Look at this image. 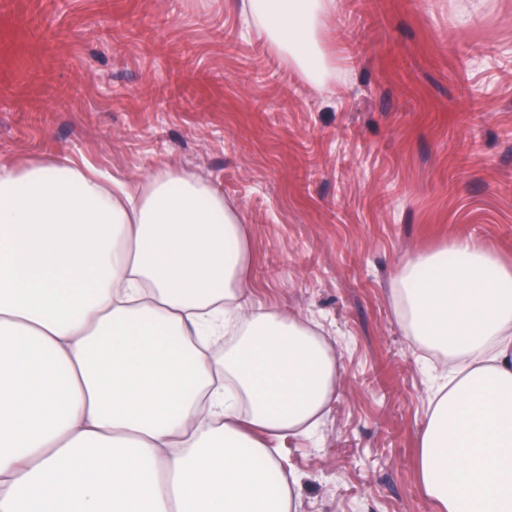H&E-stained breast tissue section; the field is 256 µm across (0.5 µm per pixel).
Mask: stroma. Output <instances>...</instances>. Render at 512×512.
<instances>
[{
	"label": "stroma",
	"mask_w": 512,
	"mask_h": 512,
	"mask_svg": "<svg viewBox=\"0 0 512 512\" xmlns=\"http://www.w3.org/2000/svg\"><path fill=\"white\" fill-rule=\"evenodd\" d=\"M323 43L313 85L229 0H0V161L132 184L162 162L222 193L256 297L342 366L314 438L277 450L298 512H435L432 393L388 290L457 238L512 259V0H336Z\"/></svg>",
	"instance_id": "1"
}]
</instances>
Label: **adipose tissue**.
Wrapping results in <instances>:
<instances>
[{
  "label": "adipose tissue",
  "mask_w": 512,
  "mask_h": 512,
  "mask_svg": "<svg viewBox=\"0 0 512 512\" xmlns=\"http://www.w3.org/2000/svg\"><path fill=\"white\" fill-rule=\"evenodd\" d=\"M333 0H248L312 82ZM238 214L187 171L144 189L0 164V512H298L275 447L339 390L334 348L255 303ZM397 323L448 365L418 435L437 512H512V263L470 239L403 259Z\"/></svg>",
  "instance_id": "ef3b65f1"
}]
</instances>
